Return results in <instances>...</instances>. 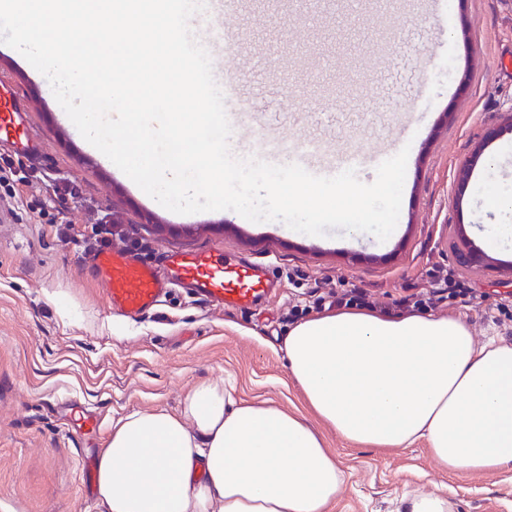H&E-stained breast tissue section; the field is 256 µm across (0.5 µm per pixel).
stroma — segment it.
Masks as SVG:
<instances>
[{"instance_id":"1","label":"stroma","mask_w":512,"mask_h":512,"mask_svg":"<svg viewBox=\"0 0 512 512\" xmlns=\"http://www.w3.org/2000/svg\"><path fill=\"white\" fill-rule=\"evenodd\" d=\"M427 0H236L220 29L233 41L213 64L241 90L253 123L230 139L238 157L260 156L262 126L288 150L322 144L334 160L408 149L399 220L386 241L344 230L306 235L283 222H251L231 210L171 211L104 161L69 122L47 78L0 43V77L29 98L42 157L0 169V512H96L79 477L112 423L132 411L178 413L204 379L233 375L238 399L305 412L286 371L282 340L317 313L318 296L351 288L382 305L431 288L433 270L453 269L470 301L440 303V315L469 322L477 341L512 342V242L491 245L487 225L503 214L496 191L512 192V0H448V19ZM428 85L425 109L409 99ZM500 135L483 141L486 128ZM497 167H488L490 158ZM465 192H457L461 170ZM68 181L72 197L53 186ZM116 221L114 247L139 239L151 249L221 246L270 259V302L224 310L170 293L137 318L113 312L92 272L89 239L102 217ZM464 230L492 267H459L451 244ZM93 412L97 429L67 435L69 410ZM345 485L329 512H397L409 492H439L454 512H512V470L490 477L441 468L425 445L356 448L325 431Z\"/></svg>"}]
</instances>
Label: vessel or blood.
<instances>
[{
	"label": "vessel or blood",
	"mask_w": 512,
	"mask_h": 512,
	"mask_svg": "<svg viewBox=\"0 0 512 512\" xmlns=\"http://www.w3.org/2000/svg\"><path fill=\"white\" fill-rule=\"evenodd\" d=\"M28 112L18 95L0 101V150L18 156L42 153L44 143L33 133ZM92 267L110 308L128 317L156 309L173 288L186 289L222 309H237L265 301L275 285L272 263L231 256L216 247L163 248L150 261L106 248L96 254Z\"/></svg>",
	"instance_id": "vessel-or-blood-1"
}]
</instances>
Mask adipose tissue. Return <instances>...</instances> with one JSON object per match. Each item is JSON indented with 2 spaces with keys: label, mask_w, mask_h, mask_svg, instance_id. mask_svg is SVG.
<instances>
[{
  "label": "adipose tissue",
  "mask_w": 512,
  "mask_h": 512,
  "mask_svg": "<svg viewBox=\"0 0 512 512\" xmlns=\"http://www.w3.org/2000/svg\"><path fill=\"white\" fill-rule=\"evenodd\" d=\"M287 372L350 444H425L450 473L512 468V343L455 316L339 309L283 339ZM202 380L178 414L135 411L96 461L99 512H328L346 476L316 426Z\"/></svg>",
  "instance_id": "ef3b65f1"
}]
</instances>
